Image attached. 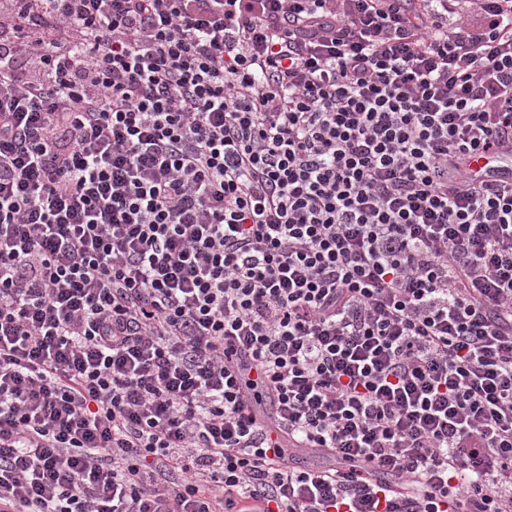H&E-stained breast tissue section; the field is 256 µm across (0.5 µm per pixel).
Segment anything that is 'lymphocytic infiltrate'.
I'll list each match as a JSON object with an SVG mask.
<instances>
[{
  "label": "lymphocytic infiltrate",
  "mask_w": 512,
  "mask_h": 512,
  "mask_svg": "<svg viewBox=\"0 0 512 512\" xmlns=\"http://www.w3.org/2000/svg\"><path fill=\"white\" fill-rule=\"evenodd\" d=\"M503 148L512 0H0V512H512ZM470 170L483 180L512 179V156L504 152L494 158L477 155L469 162Z\"/></svg>",
  "instance_id": "obj_1"
}]
</instances>
